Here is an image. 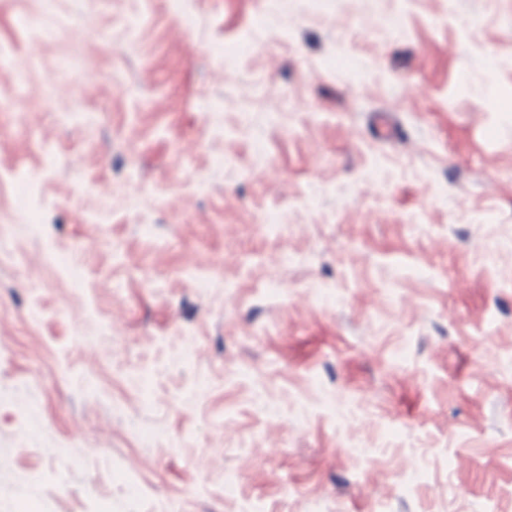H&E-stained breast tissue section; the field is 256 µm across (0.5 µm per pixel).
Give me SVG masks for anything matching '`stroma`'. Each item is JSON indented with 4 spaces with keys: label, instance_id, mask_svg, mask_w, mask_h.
Instances as JSON below:
<instances>
[{
    "label": "stroma",
    "instance_id": "35a3bbf8",
    "mask_svg": "<svg viewBox=\"0 0 512 512\" xmlns=\"http://www.w3.org/2000/svg\"><path fill=\"white\" fill-rule=\"evenodd\" d=\"M0 512H512V0H0Z\"/></svg>",
    "mask_w": 512,
    "mask_h": 512
}]
</instances>
